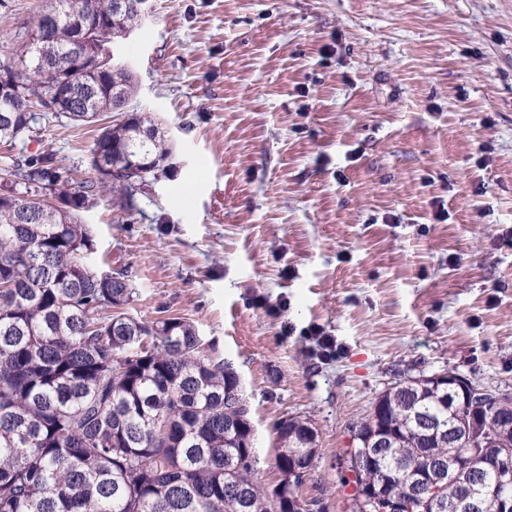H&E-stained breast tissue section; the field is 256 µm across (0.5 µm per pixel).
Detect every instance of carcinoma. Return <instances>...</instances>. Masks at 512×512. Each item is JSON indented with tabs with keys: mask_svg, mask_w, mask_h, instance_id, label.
Wrapping results in <instances>:
<instances>
[{
	"mask_svg": "<svg viewBox=\"0 0 512 512\" xmlns=\"http://www.w3.org/2000/svg\"><path fill=\"white\" fill-rule=\"evenodd\" d=\"M139 2L124 0L119 10L117 0H50L10 55L28 65L11 72L18 98L0 103V142L30 138L34 104L49 108L59 84L61 114L99 133L90 150L98 178L80 189L58 188L49 153L12 159L15 180L0 187V512H309L298 495L304 476L292 466L310 467L318 455L312 424L295 416L275 426L281 479L264 487L250 421L224 427L240 395L231 365L186 319L132 315L127 272L97 278L88 264L94 241L80 211L107 185L125 206L132 180L165 170L172 158L150 116L117 111L135 93L133 73L111 55L74 57L82 28L109 49L139 26ZM49 23L55 39L42 42ZM379 434L386 443L373 449L374 464L352 476V512H364L363 488L409 496L411 467L428 456L446 467L468 455L477 470L506 459L488 481H512V425L491 405L479 417L451 413L448 391L424 375L377 396L354 428L348 465ZM469 489L462 478L446 480L435 497L462 500Z\"/></svg>",
	"mask_w": 512,
	"mask_h": 512,
	"instance_id": "1",
	"label": "carcinoma"
}]
</instances>
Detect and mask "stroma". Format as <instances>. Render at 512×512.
Instances as JSON below:
<instances>
[{
    "instance_id": "stroma-1",
    "label": "stroma",
    "mask_w": 512,
    "mask_h": 512,
    "mask_svg": "<svg viewBox=\"0 0 512 512\" xmlns=\"http://www.w3.org/2000/svg\"><path fill=\"white\" fill-rule=\"evenodd\" d=\"M149 5L117 57L172 167L83 210L91 266L128 270L134 316L185 318L232 364L263 483L275 422L300 416L319 454L299 495L351 512V430L392 382L449 370L512 395V0ZM41 6L0 8V54ZM36 117L0 169L48 152L62 189L95 178L96 127Z\"/></svg>"
}]
</instances>
